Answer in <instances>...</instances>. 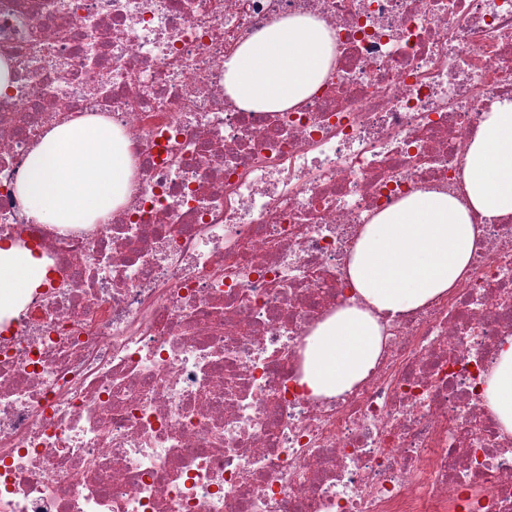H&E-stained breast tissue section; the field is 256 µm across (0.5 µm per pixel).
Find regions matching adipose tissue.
Here are the masks:
<instances>
[{
	"instance_id": "obj_1",
	"label": "adipose tissue",
	"mask_w": 512,
	"mask_h": 512,
	"mask_svg": "<svg viewBox=\"0 0 512 512\" xmlns=\"http://www.w3.org/2000/svg\"><path fill=\"white\" fill-rule=\"evenodd\" d=\"M332 62L325 24L310 15L277 21L246 39L224 64V89L255 111L291 108L319 87ZM128 141L89 119L66 120L30 152L16 190L37 223L93 224L121 204L131 186ZM464 199L418 191L363 225L348 263L361 305L340 306L309 333L300 386L338 396L374 367L382 339L379 314H401L446 294L467 270L482 219L512 217V102L487 113L467 147ZM46 261L0 247V317L38 286ZM485 404L512 434V343L485 380Z\"/></svg>"
}]
</instances>
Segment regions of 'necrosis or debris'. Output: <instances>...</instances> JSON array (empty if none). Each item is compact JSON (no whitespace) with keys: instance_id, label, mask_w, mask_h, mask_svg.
Instances as JSON below:
<instances>
[{"instance_id":"1","label":"necrosis or debris","mask_w":512,"mask_h":512,"mask_svg":"<svg viewBox=\"0 0 512 512\" xmlns=\"http://www.w3.org/2000/svg\"><path fill=\"white\" fill-rule=\"evenodd\" d=\"M322 20L334 61L298 106L224 91L250 36ZM0 239L49 281L0 320V512H512V436L484 382L512 340V219L447 295L380 315L340 397L297 382L309 329L360 304L359 232L420 189L461 194L512 102V0H0ZM129 142L99 224L16 192L59 122Z\"/></svg>"}]
</instances>
